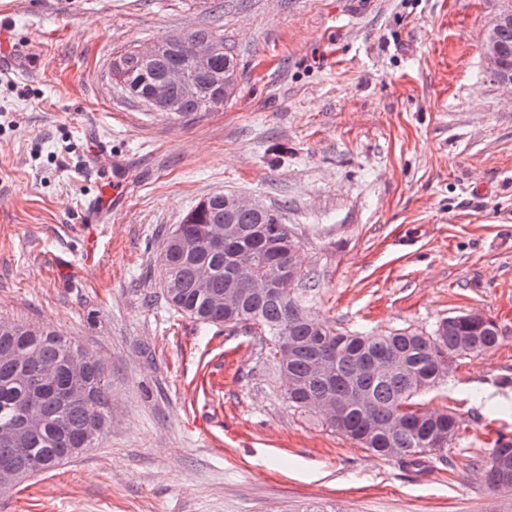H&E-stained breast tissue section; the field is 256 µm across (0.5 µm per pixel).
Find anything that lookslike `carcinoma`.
Returning <instances> with one entry per match:
<instances>
[{
    "label": "carcinoma",
    "mask_w": 512,
    "mask_h": 512,
    "mask_svg": "<svg viewBox=\"0 0 512 512\" xmlns=\"http://www.w3.org/2000/svg\"><path fill=\"white\" fill-rule=\"evenodd\" d=\"M224 45L217 32L198 28L185 32L184 42L173 53L146 69L133 53L117 57L123 69L116 71V85L125 98L130 91L145 88L144 80L160 79L167 66H190L193 47L202 41ZM236 75L233 54L224 50L210 70L196 76L198 95L185 99L171 94L161 116L182 119L207 112L209 99L224 85V68ZM232 219L241 236L230 250L217 251L209 242L212 229ZM299 238L290 225L282 222L278 211L229 212L224 194L216 193L198 203L166 238L160 259V281L165 300L178 313L203 325L242 326L256 336L273 342L275 368L292 382L287 390L288 404L299 410L332 396L344 405L342 413L327 425L336 433L383 457L415 464L423 454L448 450L460 432V421L448 411H429L416 407L413 398L447 377L443 359L458 361L472 353L498 345L499 329L490 318L475 321L465 315L448 316L431 333L391 332L381 336L347 334L336 326L320 322L308 307L316 286L311 273L299 274L294 297L285 301L270 290L250 287L251 278L265 271L268 259L277 258V271L294 272L288 251L297 250ZM207 265L212 271L206 291L196 288L193 270ZM227 288L240 293L234 313L212 305L210 298ZM11 333H0V435L25 426L22 411L40 415L37 424L26 430L24 444L0 441V461L7 459L19 470V480L54 469L95 447L107 433L112 414V385L104 365L90 361L74 376L69 360L81 350L72 339L28 323L0 319ZM288 343L289 350L280 354ZM393 354L403 360L397 371H383L379 361ZM328 360V368L315 369L316 362ZM50 363L56 372L46 375L41 365ZM82 398H66L71 392ZM400 419L404 427L396 428ZM512 459V441L497 440L488 453L486 480L494 489H512L497 460Z\"/></svg>",
    "instance_id": "1"
}]
</instances>
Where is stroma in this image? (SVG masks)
I'll list each match as a JSON object with an SVG mask.
<instances>
[{
  "mask_svg": "<svg viewBox=\"0 0 512 512\" xmlns=\"http://www.w3.org/2000/svg\"><path fill=\"white\" fill-rule=\"evenodd\" d=\"M502 0H0V318L71 337L112 382V430L0 495V512H512L485 480L512 440V85L483 53ZM223 34L237 90L179 121L118 95L117 53ZM108 223L85 221L110 165ZM216 192L278 209L351 332L478 311L496 348L418 396L454 409L405 466L289 407L268 348L171 310L163 242Z\"/></svg>",
  "mask_w": 512,
  "mask_h": 512,
  "instance_id": "obj_1",
  "label": "stroma"
}]
</instances>
